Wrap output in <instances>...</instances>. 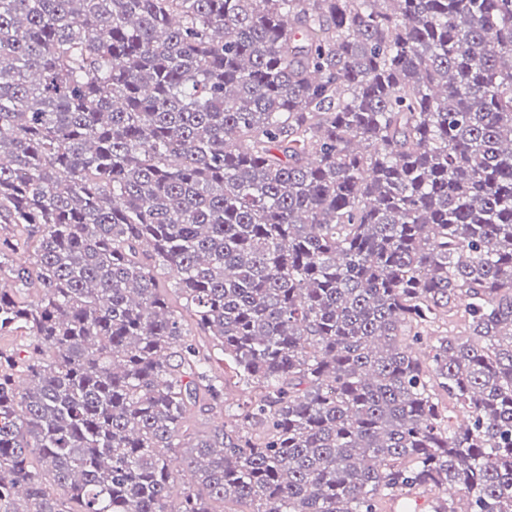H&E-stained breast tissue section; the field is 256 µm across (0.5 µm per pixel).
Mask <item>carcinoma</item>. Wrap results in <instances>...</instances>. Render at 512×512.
Returning <instances> with one entry per match:
<instances>
[{"label": "carcinoma", "mask_w": 512, "mask_h": 512, "mask_svg": "<svg viewBox=\"0 0 512 512\" xmlns=\"http://www.w3.org/2000/svg\"><path fill=\"white\" fill-rule=\"evenodd\" d=\"M5 279L0 512H512V0H0ZM467 327L463 318V308L454 307L451 312L444 313L431 322L425 323L421 327L422 336L424 338L423 345L416 346L418 354L423 352L425 345L436 341L440 336H467ZM224 394L226 411L223 416H214L207 414V412H201L197 407L191 408L186 424L194 433L197 435H207L214 426L224 424V422H226L228 430L234 428L236 422L234 414L237 412L239 404L242 405L248 401L251 395L250 388L242 381L237 382L234 380L226 386Z\"/></svg>", "instance_id": "1"}]
</instances>
